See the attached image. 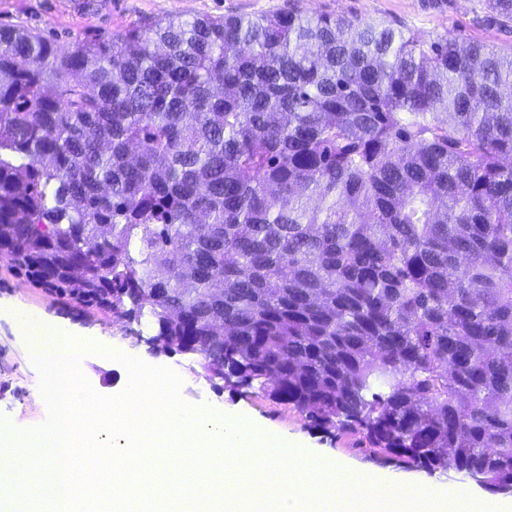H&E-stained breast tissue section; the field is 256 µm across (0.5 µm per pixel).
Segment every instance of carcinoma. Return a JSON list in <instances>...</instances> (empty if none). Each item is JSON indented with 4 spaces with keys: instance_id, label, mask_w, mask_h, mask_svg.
<instances>
[{
    "instance_id": "carcinoma-1",
    "label": "carcinoma",
    "mask_w": 512,
    "mask_h": 512,
    "mask_svg": "<svg viewBox=\"0 0 512 512\" xmlns=\"http://www.w3.org/2000/svg\"><path fill=\"white\" fill-rule=\"evenodd\" d=\"M2 258L380 460L512 492V54L292 10L65 50L1 27Z\"/></svg>"
}]
</instances>
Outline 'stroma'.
<instances>
[{
	"instance_id": "obj_1",
	"label": "stroma",
	"mask_w": 512,
	"mask_h": 512,
	"mask_svg": "<svg viewBox=\"0 0 512 512\" xmlns=\"http://www.w3.org/2000/svg\"><path fill=\"white\" fill-rule=\"evenodd\" d=\"M484 3L485 0H0V27L30 26L65 49L77 39L109 34L146 18L251 16L294 9L309 15L400 23L424 37L445 33L484 42L503 54L512 52V26L483 23ZM22 316L68 328L77 342L108 344L147 365L173 370L181 379L180 397L191 406H206L233 418L270 424L303 446L402 479L422 483L431 479L430 474L419 469L370 460L367 452L359 448L356 436L325 435L310 427L292 406L273 401L256 388H225L222 380L209 378L204 372L201 355L153 349L148 339L155 329L149 319L129 324L113 322L109 315L52 294L0 260V418L16 430H32L49 419L41 375L25 337L18 334L15 325ZM79 368L100 395L114 396L127 386V368L104 355L82 354Z\"/></svg>"
}]
</instances>
